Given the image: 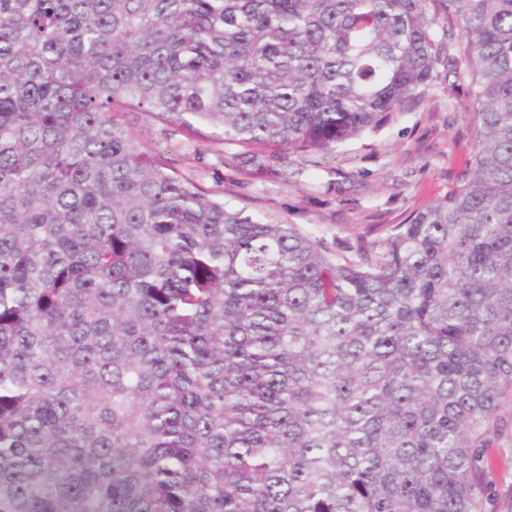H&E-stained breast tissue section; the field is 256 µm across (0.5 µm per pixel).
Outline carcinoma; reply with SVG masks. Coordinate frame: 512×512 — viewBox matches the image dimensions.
I'll return each instance as SVG.
<instances>
[{
	"mask_svg": "<svg viewBox=\"0 0 512 512\" xmlns=\"http://www.w3.org/2000/svg\"><path fill=\"white\" fill-rule=\"evenodd\" d=\"M465 87L447 196L334 252L141 149L338 148ZM512 404V0H0V512H483Z\"/></svg>",
	"mask_w": 512,
	"mask_h": 512,
	"instance_id": "cac0c4a2",
	"label": "carcinoma"
}]
</instances>
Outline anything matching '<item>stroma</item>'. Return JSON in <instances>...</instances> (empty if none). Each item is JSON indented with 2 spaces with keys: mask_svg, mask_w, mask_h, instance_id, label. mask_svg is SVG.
Instances as JSON below:
<instances>
[{
  "mask_svg": "<svg viewBox=\"0 0 512 512\" xmlns=\"http://www.w3.org/2000/svg\"><path fill=\"white\" fill-rule=\"evenodd\" d=\"M468 105L464 89L439 77L425 103L344 146L336 172L309 167L289 185L271 165L241 173L217 146L188 139L174 128L153 126L140 143L162 153L199 186L222 191L227 205L267 221L299 225L333 247L381 237L389 225L406 222L412 212L447 195L473 154ZM499 418L501 427L487 434L495 466L484 512H503L512 494V407L504 406Z\"/></svg>",
  "mask_w": 512,
  "mask_h": 512,
  "instance_id": "obj_1",
  "label": "stroma"
}]
</instances>
